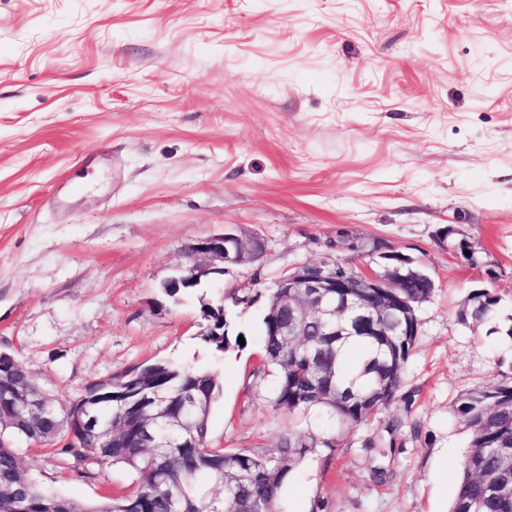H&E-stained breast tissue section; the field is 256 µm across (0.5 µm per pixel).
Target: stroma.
<instances>
[{"label":"stroma","instance_id":"35a3bbf8","mask_svg":"<svg viewBox=\"0 0 512 512\" xmlns=\"http://www.w3.org/2000/svg\"><path fill=\"white\" fill-rule=\"evenodd\" d=\"M445 225L473 260L437 241ZM227 228L262 239L261 261L163 295L185 249ZM342 230L436 283L403 377L413 405L307 458L272 512H448L468 446L452 404L512 365V0H0V349L58 407L165 360L219 375L212 447L269 454L319 431L253 370L275 282L335 261ZM481 288L501 316L460 322ZM219 296L239 298L247 338L223 353L198 336ZM16 447L82 502L142 480Z\"/></svg>","mask_w":512,"mask_h":512}]
</instances>
